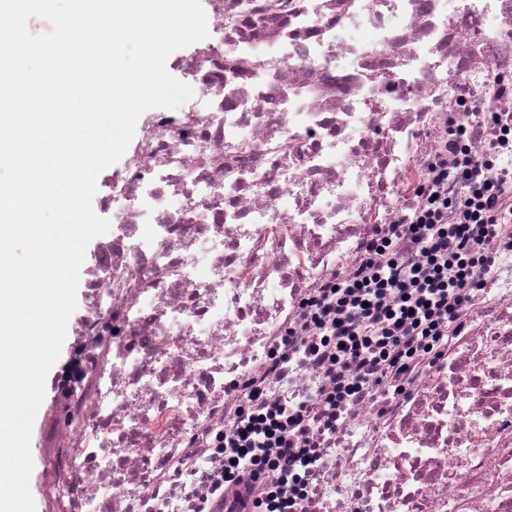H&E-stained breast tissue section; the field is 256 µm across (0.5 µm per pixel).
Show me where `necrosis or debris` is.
Listing matches in <instances>:
<instances>
[{
    "label": "necrosis or debris",
    "instance_id": "necrosis-or-debris-1",
    "mask_svg": "<svg viewBox=\"0 0 512 512\" xmlns=\"http://www.w3.org/2000/svg\"><path fill=\"white\" fill-rule=\"evenodd\" d=\"M221 46L142 124L99 249L77 362L41 446L48 512H236L224 487L253 392L328 407L349 359L299 364L311 304L402 223L430 162L486 157L512 114V0H206ZM461 125L459 143L448 136ZM500 260L385 408L347 402L308 512H512V183ZM152 225L147 246L139 227Z\"/></svg>",
    "mask_w": 512,
    "mask_h": 512
}]
</instances>
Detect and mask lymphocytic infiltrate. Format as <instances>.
Instances as JSON below:
<instances>
[{
    "mask_svg": "<svg viewBox=\"0 0 512 512\" xmlns=\"http://www.w3.org/2000/svg\"><path fill=\"white\" fill-rule=\"evenodd\" d=\"M452 172L460 193H426L420 220L402 224L394 237L368 244V254H387V261L376 264L368 279L337 284L335 314L319 311L312 320L315 332L302 344V361L313 367L325 363V340L335 337L337 355L350 357L354 364L347 392L355 399H375L390 357L409 355L419 340L457 320L467 289L476 285L474 270L493 266L499 258L494 248L477 251L472 247L475 239L493 235V180L471 169L463 152ZM450 208L460 215L452 228L442 222L444 210ZM408 244L424 253L425 266H416L405 257ZM389 289L397 294L395 302L383 300ZM309 413L304 403L290 407L259 393L252 396L243 420L242 450L225 463V483L241 482L247 475L258 477L266 463L267 444L273 439L279 442L276 468L294 474L296 480L272 491L268 498L255 500L250 512H289L292 500L307 495L309 485L301 476L313 470L321 455L310 432L334 429L337 420L330 409L314 419Z\"/></svg>",
    "mask_w": 512,
    "mask_h": 512,
    "instance_id": "obj_1",
    "label": "lymphocytic infiltrate"
}]
</instances>
